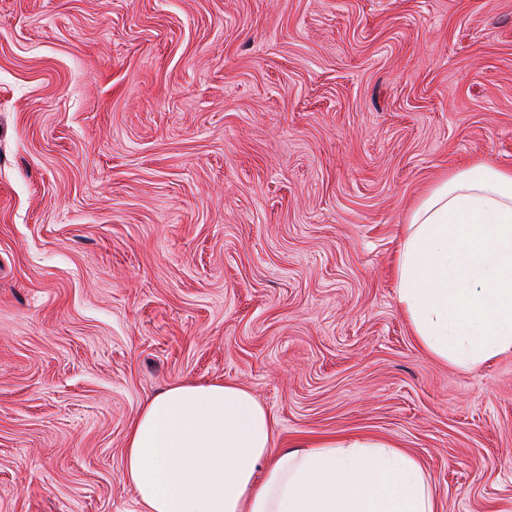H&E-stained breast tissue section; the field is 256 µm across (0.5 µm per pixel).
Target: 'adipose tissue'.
Segmentation results:
<instances>
[{"label":"adipose tissue","mask_w":512,"mask_h":512,"mask_svg":"<svg viewBox=\"0 0 512 512\" xmlns=\"http://www.w3.org/2000/svg\"><path fill=\"white\" fill-rule=\"evenodd\" d=\"M396 295L421 347L471 368L512 353V172L476 162L412 208ZM138 512H439L429 475L384 440L275 445L248 390L214 380L148 399L122 460Z\"/></svg>","instance_id":"ef3b65f1"}]
</instances>
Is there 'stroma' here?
I'll list each match as a JSON object with an SVG mask.
<instances>
[{"mask_svg":"<svg viewBox=\"0 0 512 512\" xmlns=\"http://www.w3.org/2000/svg\"><path fill=\"white\" fill-rule=\"evenodd\" d=\"M512 169V0H0V512H137L148 397L249 389L512 512V355L396 297L411 208Z\"/></svg>","mask_w":512,"mask_h":512,"instance_id":"1","label":"stroma"}]
</instances>
